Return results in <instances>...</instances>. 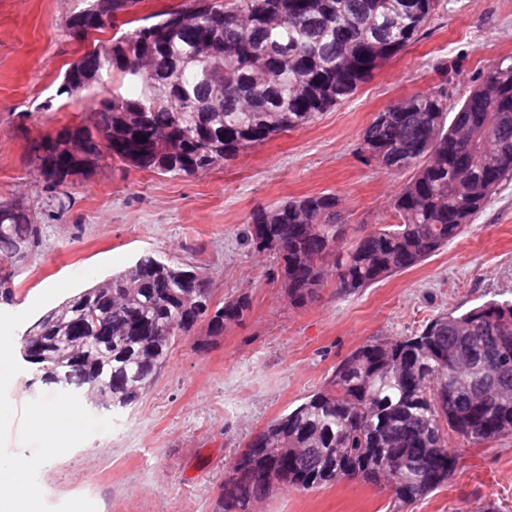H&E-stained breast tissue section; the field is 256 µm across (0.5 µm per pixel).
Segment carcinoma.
Here are the masks:
<instances>
[{
	"mask_svg": "<svg viewBox=\"0 0 512 512\" xmlns=\"http://www.w3.org/2000/svg\"><path fill=\"white\" fill-rule=\"evenodd\" d=\"M141 0H108L93 19L67 28L86 42ZM186 0L193 15L163 10L151 23L97 42L65 71L60 93L127 85L100 99L90 126L47 135L52 188L89 174L107 154L143 171L194 176L235 159L272 136L303 127L350 99L387 60L415 41L440 0ZM365 129L360 151L414 171L396 195V223L362 234L339 251L346 224L340 199L319 194L258 207L250 234L260 252L281 261L290 302L301 307L334 268L336 288L352 294L433 256L458 237L492 194L512 178V58L481 75L451 122L448 88L413 95ZM42 242L41 219L22 204L0 202V300L12 301L14 268ZM191 271L143 257L125 271L68 299L23 335L31 383L72 392L94 408L134 405L170 348L204 319L218 336L242 322L246 296L214 304ZM481 445L512 433V301H489L440 315L411 336L368 341L343 358L324 385L271 422L224 481L219 512H251L276 488L299 491L360 479L401 501L448 482L459 457L448 432Z\"/></svg>",
	"mask_w": 512,
	"mask_h": 512,
	"instance_id": "1",
	"label": "carcinoma"
}]
</instances>
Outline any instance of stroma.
<instances>
[{
  "label": "stroma",
  "mask_w": 512,
  "mask_h": 512,
  "mask_svg": "<svg viewBox=\"0 0 512 512\" xmlns=\"http://www.w3.org/2000/svg\"><path fill=\"white\" fill-rule=\"evenodd\" d=\"M88 0H0V200L18 199L42 221V246L16 268L19 313L65 278L94 270L102 281L150 253L203 277L214 303L246 295L245 319L215 337L205 327L180 337L140 401L112 413L99 432L46 462L37 481L56 507L85 497L97 512H217L221 487L253 436L322 387L361 344L409 336L441 314L512 299V180L492 195L467 231L421 265L351 295L328 276L318 297L293 306L281 265L255 252L248 217L260 206L333 193L348 218L347 243L393 223L390 204L410 178L363 161L360 138L379 112L450 77L456 106L483 72L512 56V0H446L418 38L384 63L347 101L310 124L273 136L193 177L158 174L110 161L66 191L46 186L31 162L35 139L87 124L94 91L60 94L63 75L86 48L67 20ZM30 364L11 380L19 412L49 394ZM460 458L447 484L412 502L343 480L283 488L255 512H477L492 501L512 512V435L473 446L449 436Z\"/></svg>",
  "instance_id": "35a3bbf8"
}]
</instances>
